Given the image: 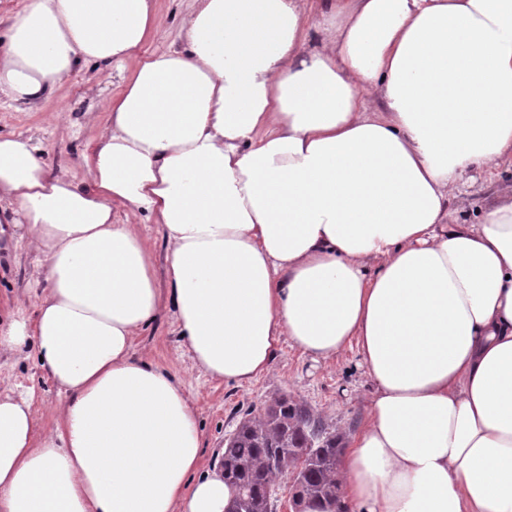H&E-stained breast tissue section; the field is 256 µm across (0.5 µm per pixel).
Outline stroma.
Masks as SVG:
<instances>
[{
	"instance_id": "obj_1",
	"label": "stroma",
	"mask_w": 512,
	"mask_h": 512,
	"mask_svg": "<svg viewBox=\"0 0 512 512\" xmlns=\"http://www.w3.org/2000/svg\"><path fill=\"white\" fill-rule=\"evenodd\" d=\"M156 5L164 24L149 39L146 48L150 51L165 49L178 40L188 0H156ZM94 69V64L89 63L83 70L63 78L53 96L38 107L0 106V133L33 137L40 141L49 169L63 165L77 180L89 181L83 156L94 147L101 131L99 122L106 118L111 98L120 92L122 79L131 74L134 63L129 60L105 68L103 80L91 89L85 76ZM58 112L64 118L57 122L53 116ZM90 112L96 113L98 124L87 123L86 115ZM511 182L512 170L476 174L474 185L462 187L452 200L453 218L461 224L476 223L480 209L502 185ZM44 276L45 268L35 253L18 249L8 239L0 240L1 304L16 299L33 303L35 289L45 285ZM135 351L138 357L181 378L198 417L203 440L200 468L204 471L217 467L224 438L244 413L261 410L280 394L304 401L346 438L364 425L372 398V385L355 351H345L330 363H316L288 341L281 344L269 369L251 383L239 386L211 380L194 368L182 350L177 328L167 311L141 331ZM0 372L8 375L11 383L35 388L41 425L50 428L60 399L35 360L8 359L0 365Z\"/></svg>"
}]
</instances>
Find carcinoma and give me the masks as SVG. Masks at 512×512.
Instances as JSON below:
<instances>
[{
  "label": "carcinoma",
  "instance_id": "1",
  "mask_svg": "<svg viewBox=\"0 0 512 512\" xmlns=\"http://www.w3.org/2000/svg\"><path fill=\"white\" fill-rule=\"evenodd\" d=\"M342 436L304 402L282 394L258 416L246 414L224 439L218 461L224 480L241 491L238 512H273L275 481L288 476L293 454L303 451L297 485L305 503L336 509L340 488L336 472Z\"/></svg>",
  "mask_w": 512,
  "mask_h": 512
}]
</instances>
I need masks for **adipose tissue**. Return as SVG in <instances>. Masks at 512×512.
<instances>
[{
    "instance_id": "obj_1",
    "label": "adipose tissue",
    "mask_w": 512,
    "mask_h": 512,
    "mask_svg": "<svg viewBox=\"0 0 512 512\" xmlns=\"http://www.w3.org/2000/svg\"><path fill=\"white\" fill-rule=\"evenodd\" d=\"M162 25L155 0H27L0 44V104L135 63L90 185L0 134V224L47 282L0 355L61 398L44 429L33 389L0 386V512H224L180 380L134 354L165 309L239 385L286 339L356 348L350 512H512V187L479 223L449 209L468 171L512 167V0H190L181 45L145 51ZM139 229L142 235L146 238L148 244L153 250L155 262H156V271L159 285L165 286V278H164V266H165V256H166V245L165 242L159 232V228L157 224H153V220H147L145 217H142L140 220Z\"/></svg>"
}]
</instances>
